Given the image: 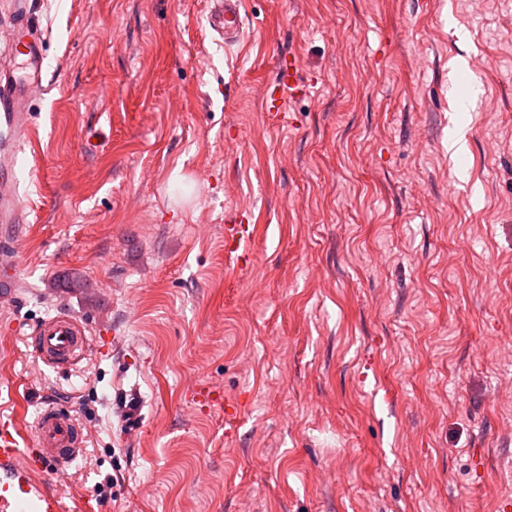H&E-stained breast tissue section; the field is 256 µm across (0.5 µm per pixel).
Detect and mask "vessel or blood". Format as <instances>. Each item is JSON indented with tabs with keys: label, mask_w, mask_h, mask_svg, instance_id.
<instances>
[{
	"label": "vessel or blood",
	"mask_w": 512,
	"mask_h": 512,
	"mask_svg": "<svg viewBox=\"0 0 512 512\" xmlns=\"http://www.w3.org/2000/svg\"><path fill=\"white\" fill-rule=\"evenodd\" d=\"M14 4L10 41L24 49L28 84L20 86L8 73L0 74V125L19 142L30 135L29 88L42 85L45 78L44 37L40 25L30 16L27 0H14ZM243 4L244 0L207 2L209 27L225 43L238 44L244 37ZM288 89L297 94L303 91L294 57L284 56L279 59L276 76L266 86L263 96L264 110L272 121L284 118V92ZM16 165L15 149L0 152V234L7 237L6 242L0 243V249L6 251L14 247L9 240L14 225L27 221L13 177ZM250 235L248 225L225 226L226 253L236 256L238 261H248V254L241 252L240 245ZM33 335L37 358L49 366L78 358L85 344L82 324L65 313L36 324ZM35 436V447L21 448L9 430L0 431V512H93L94 506L88 498L78 496L68 501L49 485L50 478H64L67 467L80 455L84 442L80 424L48 408L37 418Z\"/></svg>",
	"instance_id": "1"
}]
</instances>
